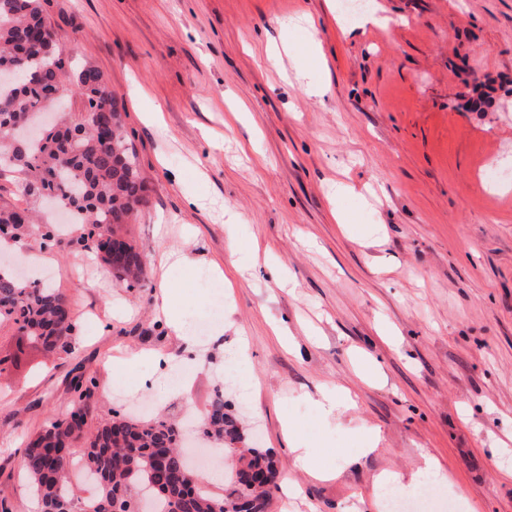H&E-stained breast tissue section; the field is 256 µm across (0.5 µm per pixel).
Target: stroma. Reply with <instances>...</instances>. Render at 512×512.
Instances as JSON below:
<instances>
[{"label": "stroma", "instance_id": "1", "mask_svg": "<svg viewBox=\"0 0 512 512\" xmlns=\"http://www.w3.org/2000/svg\"><path fill=\"white\" fill-rule=\"evenodd\" d=\"M347 2L41 0L69 75L98 68L122 105L149 194L119 233L148 279L129 288L94 256L48 255L73 352L0 329L14 359L0 372L9 512H35L23 444L70 407L78 364L98 384L88 436L113 411L199 414L223 390L280 464L268 512H384L376 476H409L427 455L452 479L439 512H512V182L484 180L489 165L512 170V0H369L350 21ZM370 12L388 25L365 24ZM308 19L320 99L295 77L307 46L288 51ZM269 49L283 71L258 66ZM339 181L350 193L333 196ZM179 248L193 265H158ZM204 270L231 283L180 396L168 377L183 344L159 293L201 314ZM119 351L146 359L109 364ZM237 358L244 392L223 384ZM339 387L356 406L325 416L318 402ZM295 448L334 475L293 469Z\"/></svg>", "mask_w": 512, "mask_h": 512}]
</instances>
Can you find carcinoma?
I'll return each mask as SVG.
<instances>
[{
  "label": "carcinoma",
  "mask_w": 512,
  "mask_h": 512,
  "mask_svg": "<svg viewBox=\"0 0 512 512\" xmlns=\"http://www.w3.org/2000/svg\"><path fill=\"white\" fill-rule=\"evenodd\" d=\"M63 45L42 14L39 0H0V72L21 73L0 83V170L17 168L26 196L56 200L69 209L72 223L84 227L68 240L52 224H41L29 208L0 206V235L12 240L35 235L43 250L74 248L91 253L130 286L145 274L142 254L115 235L145 202L147 183L126 138L118 98L100 70L89 66L76 80L65 74ZM78 95L84 111L68 112L40 137L23 145L17 136L37 122L56 100ZM10 325L40 343L47 353L71 347L76 323L66 295L55 288L24 284L0 266V327ZM77 394L68 413L49 418L30 437L22 469L42 512H139L141 494H156L149 512H216L219 503L235 512H266L280 471L273 454L260 448H232L238 470L222 493L194 476L179 448L178 423L142 421L119 414L97 429L84 448L85 468L99 484L97 497H74L70 460L95 409L96 378L72 369ZM216 391L202 422L203 434L218 442L244 441L236 419L224 411Z\"/></svg>",
  "instance_id": "carcinoma-1"
}]
</instances>
